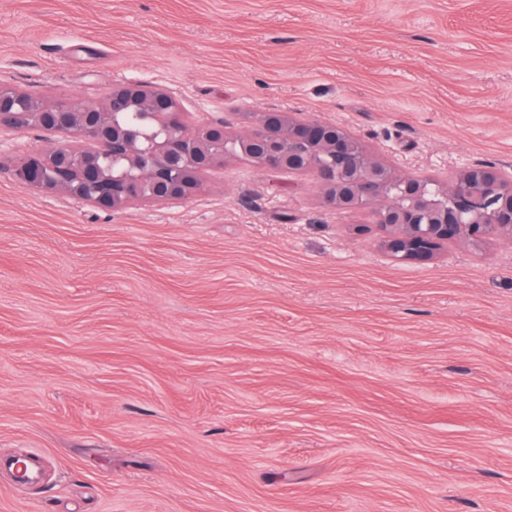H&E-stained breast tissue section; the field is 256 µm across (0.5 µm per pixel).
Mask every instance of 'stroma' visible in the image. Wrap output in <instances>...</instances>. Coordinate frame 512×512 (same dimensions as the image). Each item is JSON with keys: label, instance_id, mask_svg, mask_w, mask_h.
Returning <instances> with one entry per match:
<instances>
[{"label": "stroma", "instance_id": "stroma-1", "mask_svg": "<svg viewBox=\"0 0 512 512\" xmlns=\"http://www.w3.org/2000/svg\"><path fill=\"white\" fill-rule=\"evenodd\" d=\"M293 112L386 164L512 170V0H0V83ZM0 134V512H512V241L386 258L372 209L244 161L110 212ZM366 226L355 234V226Z\"/></svg>", "mask_w": 512, "mask_h": 512}]
</instances>
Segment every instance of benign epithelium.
Here are the masks:
<instances>
[{
	"label": "benign epithelium",
	"instance_id": "1",
	"mask_svg": "<svg viewBox=\"0 0 512 512\" xmlns=\"http://www.w3.org/2000/svg\"><path fill=\"white\" fill-rule=\"evenodd\" d=\"M36 129L59 142L26 154L17 180L104 211L186 198L202 176L229 160L315 177L330 207H377L383 253L428 264L450 243L480 250L512 240V174L493 164L456 169L432 193L428 181L399 172L332 122L288 112L255 113L231 135L224 121L193 122L173 92L119 84L103 100L49 102L0 84V132Z\"/></svg>",
	"mask_w": 512,
	"mask_h": 512
}]
</instances>
